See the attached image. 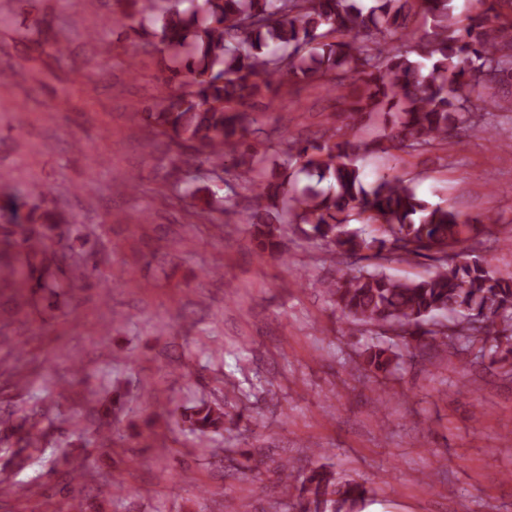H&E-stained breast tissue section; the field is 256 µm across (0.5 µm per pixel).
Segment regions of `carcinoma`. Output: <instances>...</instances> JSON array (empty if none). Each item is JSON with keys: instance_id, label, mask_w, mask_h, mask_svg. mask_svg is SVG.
<instances>
[{"instance_id": "obj_1", "label": "carcinoma", "mask_w": 512, "mask_h": 512, "mask_svg": "<svg viewBox=\"0 0 512 512\" xmlns=\"http://www.w3.org/2000/svg\"><path fill=\"white\" fill-rule=\"evenodd\" d=\"M123 26L137 31L154 16L147 44L184 55L190 78L178 69L165 76L169 92L140 113L143 127L169 140L182 166L208 164L239 170L253 184L258 208L240 221L250 225L259 257L282 254L281 238L292 226L326 243L339 270L321 283L349 325L391 331L402 353L369 343L359 365L388 374L398 359L431 352L450 354L477 348L478 358L512 376V278L490 261L460 257L467 243H479L486 225L479 219L420 200L407 180L382 175L365 181L351 160L362 147L356 137L321 142L290 137L282 150V177H267L262 151L271 140H249L250 120L237 106L284 83L322 81L343 87L346 118L360 124L374 114L388 132L375 146L428 151L455 143L462 132L481 134L472 98L504 78L512 79V0H475L457 14L452 0H118ZM187 7H182L183 3ZM422 12L428 28L403 50L411 12ZM40 205L17 225L11 247L19 264L0 267V288L35 306L45 294L88 283L97 268L93 247H74L55 233L58 221L41 209L50 191L35 187ZM377 225L376 234L363 225ZM425 258L433 271L401 280L380 264H361L367 253ZM90 393L91 410L82 431L99 448L112 447V413ZM50 408L42 406L0 429L13 439L16 456L40 447V428ZM224 407L201 401L181 412L182 424L204 444L224 431ZM367 493L355 481L338 482L324 466L301 475L299 498L313 512H351Z\"/></svg>"}]
</instances>
